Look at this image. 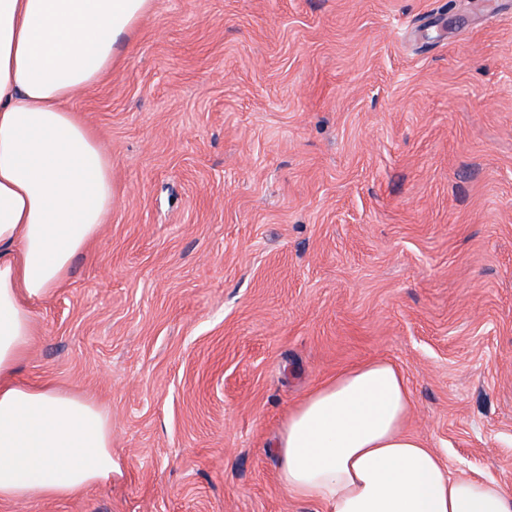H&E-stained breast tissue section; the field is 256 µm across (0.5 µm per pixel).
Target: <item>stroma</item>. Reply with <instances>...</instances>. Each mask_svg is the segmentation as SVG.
Here are the masks:
<instances>
[{
    "label": "stroma",
    "instance_id": "obj_1",
    "mask_svg": "<svg viewBox=\"0 0 512 512\" xmlns=\"http://www.w3.org/2000/svg\"><path fill=\"white\" fill-rule=\"evenodd\" d=\"M73 105L112 213L21 374L108 413L115 469L0 512H323L280 430L374 359L512 489V0H153Z\"/></svg>",
    "mask_w": 512,
    "mask_h": 512
}]
</instances>
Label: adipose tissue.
<instances>
[{"label":"adipose tissue","mask_w":512,"mask_h":512,"mask_svg":"<svg viewBox=\"0 0 512 512\" xmlns=\"http://www.w3.org/2000/svg\"><path fill=\"white\" fill-rule=\"evenodd\" d=\"M152 0H0V502L112 480V421L90 398L18 376L33 303L69 277L112 209V162L70 105L111 72ZM407 376L376 359L316 385L283 424L278 479L327 512H512V490L450 473L406 430Z\"/></svg>","instance_id":"obj_1"}]
</instances>
